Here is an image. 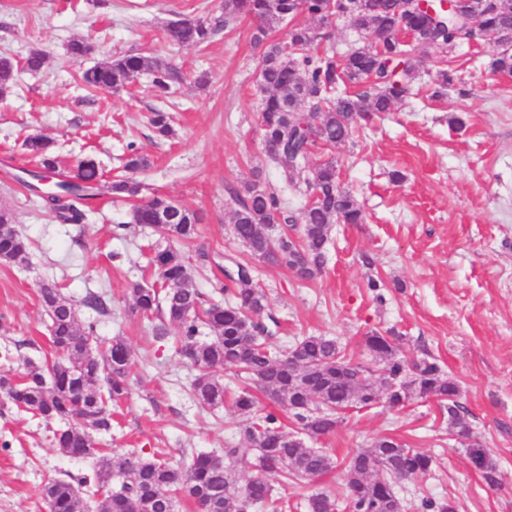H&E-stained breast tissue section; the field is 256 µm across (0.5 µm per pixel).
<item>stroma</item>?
I'll return each mask as SVG.
<instances>
[{
  "label": "stroma",
  "instance_id": "stroma-1",
  "mask_svg": "<svg viewBox=\"0 0 512 512\" xmlns=\"http://www.w3.org/2000/svg\"><path fill=\"white\" fill-rule=\"evenodd\" d=\"M223 3L0 0V55L20 58L32 48L48 54L41 71L16 72L15 88L0 98V208L13 213L30 245L28 263H0V350L14 356L0 359V374L52 355L40 303L42 284L51 283L101 338L120 337L132 351V390L111 432L100 437L103 455L116 463L133 452L159 455L178 467L196 452H222L238 430L232 404L193 400L196 371L177 354L176 341L153 339L150 323L128 310L132 285L154 281L145 258L160 242L152 228L133 223L130 204L105 189L84 223H64L14 179L30 165L23 147L29 136L51 140L60 168L90 158L108 177L122 171L132 142L150 160L143 198L163 195L203 217L195 240L174 244L203 301L222 300L225 267L247 262L277 321L278 351L309 335L330 336L368 364L367 334L400 336L401 357L434 358L460 383L472 435L496 460L501 485L490 488L471 469L446 409L432 399L350 411L315 447L340 463L391 435L435 461L424 479L400 482L405 501L433 496L454 501L456 512H512V75L493 69L496 51L482 41L426 49L416 95L360 122L346 143L311 155L313 164L335 160L340 185L365 221L334 222L322 273L302 281L286 266L251 258L229 232L246 184L276 193L295 218L307 202L303 190L284 185L263 150L254 23L238 19L202 48L166 38L171 20L210 22ZM76 39L94 53L74 60L68 44ZM125 53L161 58L178 70L166 100L155 98L146 74L110 93L79 84L80 69ZM444 66L454 81L442 90ZM202 71L208 82L201 87L195 78ZM157 107L171 115L172 137H158L148 124ZM202 251L209 256L204 264ZM373 279L384 302L368 288ZM91 293L108 299V313L84 307ZM89 467L63 456L43 421L0 402V512H48L44 485ZM268 481L284 512H304L315 488L345 499L338 469L311 485L277 475Z\"/></svg>",
  "mask_w": 512,
  "mask_h": 512
}]
</instances>
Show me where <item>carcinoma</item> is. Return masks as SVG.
Here are the masks:
<instances>
[{"instance_id": "cac0c4a2", "label": "carcinoma", "mask_w": 512, "mask_h": 512, "mask_svg": "<svg viewBox=\"0 0 512 512\" xmlns=\"http://www.w3.org/2000/svg\"><path fill=\"white\" fill-rule=\"evenodd\" d=\"M357 27L371 34L366 46L348 53L336 64L330 50L312 52L322 38L320 28L296 21L305 13L323 20L326 0H224V24L242 17L257 22L253 41L262 47L260 123L263 149L277 165L285 183L316 192V202L302 211L301 238L288 243L284 234L274 240L266 225L277 214L288 218L282 202L273 192L255 185L246 188L239 207L231 217V232L253 257L282 262L305 281L314 279L325 265L326 245L331 224L363 222L362 210L355 198L342 190L333 160L309 165V157L318 147H335L348 141L358 120H368L374 112H389L397 101L413 95L417 78L415 64H402L397 53L406 52L395 41L400 17L393 0H382L380 9L369 0H354ZM460 18L433 23L426 16L410 15V27L417 32L411 51L430 46L454 47L470 39L466 20L475 15L490 32L512 36V0H463ZM291 24L288 43L294 58L285 62L282 42L268 35L282 22ZM220 25L200 19L181 17L169 22L166 38L178 46L193 47L211 40ZM24 69L38 72L45 64L43 51L30 50L22 59ZM16 64L0 56V97L8 93ZM148 73L159 96L168 93L179 79L171 64L137 54L112 56L81 73L82 82L95 91H117L133 77ZM149 122L162 136L171 134L169 117L161 111L151 113ZM28 151L38 159L39 169L57 176L55 193L67 200L63 208H50L62 221L81 224L91 211L96 195L90 187L99 185L96 166L91 161L77 164V172L68 175L57 170L47 139H26ZM125 169L128 175L106 185L109 192L131 199L139 197L143 185L135 174L144 171L150 160L139 148L127 146ZM172 209L171 224L155 223L157 208ZM136 224H150L168 240L190 241L197 234L201 217L175 201L155 196L133 208ZM29 254L26 239L18 232L0 236V262H24ZM148 265L156 281L150 288L137 284L132 288L131 311L148 319L157 339L174 336L177 353L199 373L192 383V395L202 405L224 403V383L216 369L234 366L248 375L252 386L245 387L233 401L244 424L239 439L224 446L221 454L200 451L189 465L174 468L156 456L131 455L112 468L108 458L100 457L91 474L70 475L44 486L42 496L49 512H87L83 488L111 483L115 474L123 481L112 497L101 500L98 512H142L141 504L151 503V512H163L166 503L178 495L197 504L209 503L210 512H252L265 508L283 512L284 504L273 496L267 480L278 474L292 482H313L334 468L323 449L313 450L298 438L310 439L333 433L341 414L362 409L379 401L382 394L392 407H404L414 398L434 397L448 408L449 424L462 438L464 450L480 449V472L485 482L499 484L497 462L466 428L468 415L459 402L460 387L433 361L423 358L408 362L398 353L397 336L373 332L364 344L380 368L374 370L350 358L338 341L329 336H306L284 354L272 352L267 343L269 330L265 320L275 321L267 312L265 293L254 286L250 265L234 263L226 271L233 283L232 300L206 305L192 288V274L183 255L172 247L151 249ZM41 299L49 318V332L56 349L50 364L24 361L16 376H0V394L16 408L50 423L76 419L79 425L55 435L56 446L66 456L85 460L96 456L94 434L112 427V405L130 394L129 378L133 356L123 339L115 337L102 345L93 324L79 320L73 303L58 287L41 289ZM211 333L200 339L201 329ZM269 399L286 415L257 407L258 395ZM291 422L294 432L287 430ZM433 459L389 435L374 439L367 448L358 449L345 459L343 484L347 512H405L396 487L402 479L426 477ZM250 476L239 482V472ZM306 512H336V499L315 491L307 496ZM413 512H455L450 500L424 496L411 505Z\"/></svg>"}]
</instances>
